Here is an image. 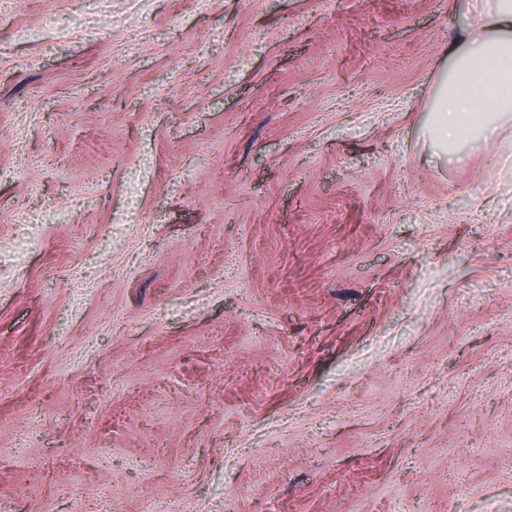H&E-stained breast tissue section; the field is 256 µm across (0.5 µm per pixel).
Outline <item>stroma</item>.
I'll return each instance as SVG.
<instances>
[{"label":"stroma","mask_w":512,"mask_h":512,"mask_svg":"<svg viewBox=\"0 0 512 512\" xmlns=\"http://www.w3.org/2000/svg\"><path fill=\"white\" fill-rule=\"evenodd\" d=\"M465 21L0 0V512H512V122L423 134Z\"/></svg>","instance_id":"stroma-1"}]
</instances>
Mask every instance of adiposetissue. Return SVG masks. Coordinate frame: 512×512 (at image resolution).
I'll list each match as a JSON object with an SVG mask.
<instances>
[{
	"instance_id": "1",
	"label": "adipose tissue",
	"mask_w": 512,
	"mask_h": 512,
	"mask_svg": "<svg viewBox=\"0 0 512 512\" xmlns=\"http://www.w3.org/2000/svg\"><path fill=\"white\" fill-rule=\"evenodd\" d=\"M437 76L424 136L440 153L491 140L512 117V0H471Z\"/></svg>"
}]
</instances>
